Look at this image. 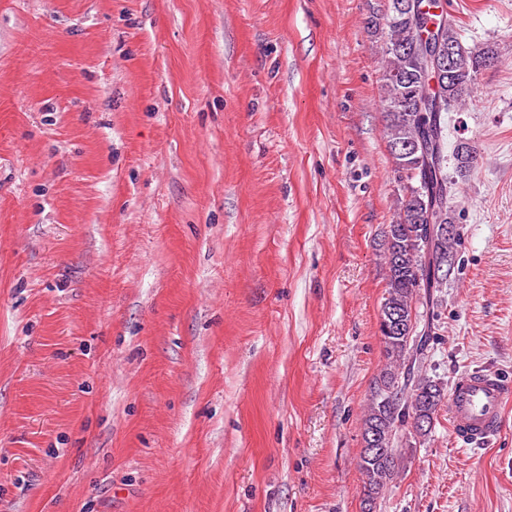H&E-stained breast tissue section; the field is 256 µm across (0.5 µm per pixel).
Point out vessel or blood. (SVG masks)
I'll return each instance as SVG.
<instances>
[{
    "mask_svg": "<svg viewBox=\"0 0 512 512\" xmlns=\"http://www.w3.org/2000/svg\"><path fill=\"white\" fill-rule=\"evenodd\" d=\"M512 399V382L497 375L463 373L452 387L453 433L470 444L493 436L502 422L504 404Z\"/></svg>",
    "mask_w": 512,
    "mask_h": 512,
    "instance_id": "vessel-or-blood-1",
    "label": "vessel or blood"
}]
</instances>
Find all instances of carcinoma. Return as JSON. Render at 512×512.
I'll return each mask as SVG.
<instances>
[{"instance_id": "obj_1", "label": "carcinoma", "mask_w": 512, "mask_h": 512, "mask_svg": "<svg viewBox=\"0 0 512 512\" xmlns=\"http://www.w3.org/2000/svg\"><path fill=\"white\" fill-rule=\"evenodd\" d=\"M388 2L385 13H374L366 21L380 41L386 138L404 192L396 221L387 225L381 310L400 314L414 323V331L397 336L380 328L388 363L364 415L362 436L378 435L384 451L376 459L359 456L362 502L371 510L398 473L397 444L405 426L419 419L434 422L446 396L441 382L415 373L427 357L434 329L417 304L438 303L440 289L448 284L457 235H441L434 228L455 224L457 185L476 161V151L467 141L458 140L448 148V113L474 92L485 62L498 58L491 44L464 47L455 19L446 11L435 12L439 0ZM425 43L444 58L448 45L455 46L451 70L423 64L420 48ZM414 140L423 146L422 157L400 156L398 147Z\"/></svg>"}]
</instances>
